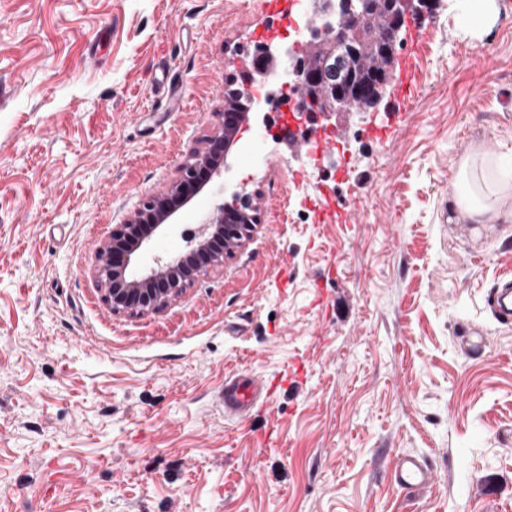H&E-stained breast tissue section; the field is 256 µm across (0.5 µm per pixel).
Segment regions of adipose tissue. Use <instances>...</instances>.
Instances as JSON below:
<instances>
[{
	"label": "adipose tissue",
	"instance_id": "adipose-tissue-1",
	"mask_svg": "<svg viewBox=\"0 0 512 512\" xmlns=\"http://www.w3.org/2000/svg\"><path fill=\"white\" fill-rule=\"evenodd\" d=\"M498 164L496 156L484 153L465 158L458 173L460 194L455 203L461 217L474 224H487L500 218L501 203L512 196V187L494 179Z\"/></svg>",
	"mask_w": 512,
	"mask_h": 512
}]
</instances>
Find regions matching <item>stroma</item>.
I'll return each mask as SVG.
<instances>
[{
	"label": "stroma",
	"instance_id": "obj_1",
	"mask_svg": "<svg viewBox=\"0 0 512 512\" xmlns=\"http://www.w3.org/2000/svg\"><path fill=\"white\" fill-rule=\"evenodd\" d=\"M409 20L379 102L336 144L343 224H286L333 177L242 125L226 166L151 241L183 251L248 193L240 247L161 311H112L96 251L222 127L266 0H0V512H512V222L461 224V159L512 183V0ZM179 84L164 111L157 79ZM375 128L388 137L373 141ZM271 386L228 418L225 373ZM434 474L393 479L398 455ZM493 304L497 318L500 321L511 322L512 320V287L511 282L502 288H497L493 294Z\"/></svg>",
	"mask_w": 512,
	"mask_h": 512
}]
</instances>
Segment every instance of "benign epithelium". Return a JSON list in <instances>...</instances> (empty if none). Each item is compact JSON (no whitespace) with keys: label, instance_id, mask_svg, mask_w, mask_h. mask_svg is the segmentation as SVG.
<instances>
[{"label":"benign epithelium","instance_id":"1","mask_svg":"<svg viewBox=\"0 0 512 512\" xmlns=\"http://www.w3.org/2000/svg\"><path fill=\"white\" fill-rule=\"evenodd\" d=\"M436 4L437 0H372L368 9L364 0H311L304 26L307 44L315 48L327 38L356 59L358 31L377 25L385 17L390 26L382 32L381 51L392 61L407 18L430 12ZM253 72L264 78L274 73L283 75L284 84L293 87L299 96V109L313 118L327 120L367 110L363 105L355 107L351 96L352 89L365 88L362 75L353 69H336L329 56L310 65L288 57V52L270 43L259 45L253 57ZM222 117V132L192 153L179 179L145 202L134 218L115 228L109 242L98 249L95 276L105 289L112 311L137 309L149 313L162 309L209 266L223 261L224 252L240 246L241 225L224 220L227 210L221 205L201 225L199 236L188 238L185 251L163 262L159 260L143 272L135 271L140 250L154 235L166 230L175 214L204 190L223 166L239 123L250 121L248 112H225Z\"/></svg>","mask_w":512,"mask_h":512}]
</instances>
